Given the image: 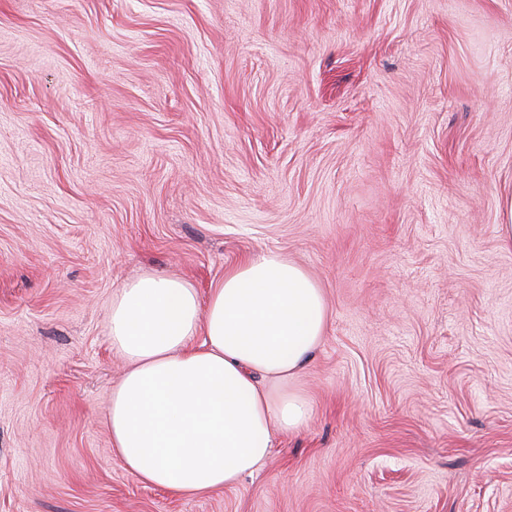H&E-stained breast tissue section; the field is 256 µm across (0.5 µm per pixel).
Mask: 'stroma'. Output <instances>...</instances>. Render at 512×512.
<instances>
[{"mask_svg":"<svg viewBox=\"0 0 512 512\" xmlns=\"http://www.w3.org/2000/svg\"><path fill=\"white\" fill-rule=\"evenodd\" d=\"M512 0H0V512H512ZM280 251L329 321L237 485L142 483L112 297Z\"/></svg>","mask_w":512,"mask_h":512,"instance_id":"obj_1","label":"stroma"}]
</instances>
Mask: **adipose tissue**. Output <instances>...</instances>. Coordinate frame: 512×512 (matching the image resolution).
I'll return each mask as SVG.
<instances>
[{
    "instance_id": "obj_1",
    "label": "adipose tissue",
    "mask_w": 512,
    "mask_h": 512,
    "mask_svg": "<svg viewBox=\"0 0 512 512\" xmlns=\"http://www.w3.org/2000/svg\"><path fill=\"white\" fill-rule=\"evenodd\" d=\"M328 319L322 288L279 251L227 269L205 300L158 272L125 283L109 323L129 370L106 415L122 466L185 496L255 473L274 433L311 416L287 385L306 370Z\"/></svg>"
}]
</instances>
